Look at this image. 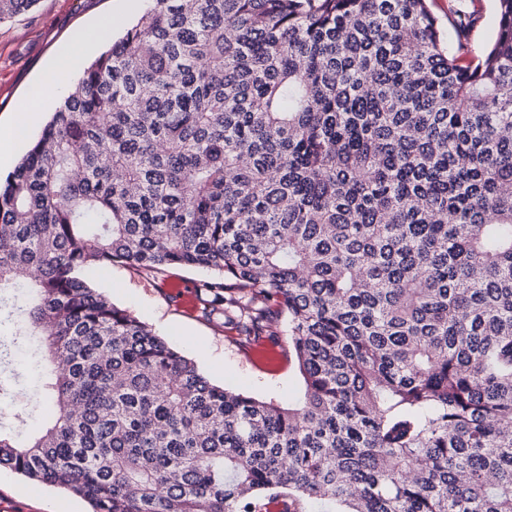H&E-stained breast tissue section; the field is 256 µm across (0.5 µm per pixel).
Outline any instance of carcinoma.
<instances>
[{
  "label": "carcinoma",
  "instance_id": "carcinoma-1",
  "mask_svg": "<svg viewBox=\"0 0 512 512\" xmlns=\"http://www.w3.org/2000/svg\"><path fill=\"white\" fill-rule=\"evenodd\" d=\"M38 0H0V24ZM0 180V288L50 417L0 467L91 512H512V0H149ZM216 276L302 394L212 383L90 283ZM430 7L445 39L455 40L448 16L469 17L468 42L475 54H480L495 39L497 14L495 0H431Z\"/></svg>",
  "mask_w": 512,
  "mask_h": 512
}]
</instances>
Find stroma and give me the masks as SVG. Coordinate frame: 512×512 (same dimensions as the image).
Masks as SVG:
<instances>
[{
    "mask_svg": "<svg viewBox=\"0 0 512 512\" xmlns=\"http://www.w3.org/2000/svg\"><path fill=\"white\" fill-rule=\"evenodd\" d=\"M147 7V0H39L36 8L15 20L0 24V128L24 126L26 135L14 149L9 163L0 165L8 174L16 161L40 135L65 91L41 85V72L61 66L68 84H75L107 44L70 51L73 35L99 21L112 25L120 36ZM430 7L444 38H454L452 19L470 20L468 42L481 53L495 38V0H430ZM36 100L39 113L25 121L22 101ZM204 275L173 267L154 277L132 267L115 264L98 271L93 282L114 303L151 325L174 348L196 362L214 383L256 398L288 401L301 393L299 375L288 354V338L277 343L261 341L251 349L241 348L235 327L202 317L194 297ZM32 349H14L9 363L0 365V381L10 394L0 398V426L17 429L14 408H27L29 421H36L39 377L32 370ZM70 503L74 512H88L82 499L64 490L34 483L11 469L0 470V512H54L57 502Z\"/></svg>",
    "mask_w": 512,
    "mask_h": 512,
    "instance_id": "1",
    "label": "stroma"
}]
</instances>
